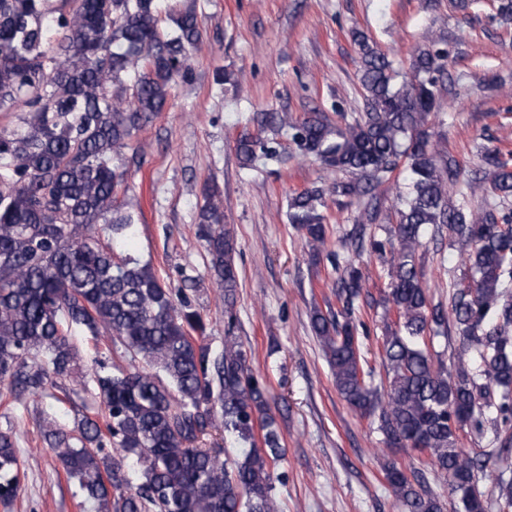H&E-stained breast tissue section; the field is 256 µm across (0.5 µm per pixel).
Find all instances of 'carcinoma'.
Returning a JSON list of instances; mask_svg holds the SVG:
<instances>
[{
	"mask_svg": "<svg viewBox=\"0 0 512 512\" xmlns=\"http://www.w3.org/2000/svg\"><path fill=\"white\" fill-rule=\"evenodd\" d=\"M180 2L0 0V112L16 118L0 127V386L14 402L41 398L87 363L93 415L71 428L46 415L40 428L73 495L97 512H279L281 444L266 387L234 332L239 249L219 187L204 189L196 235L224 298L222 347L205 342L185 289L125 251L137 223L128 150L189 79L201 41L196 5ZM354 42L363 111L340 123L318 111L296 121L263 112L252 117L256 132L236 139V154L246 167L277 160L286 133L299 156L344 174L288 200V223L316 256L327 240L326 194L341 206L406 171L386 237H351L389 278L382 304L395 320L385 323L384 380L374 383L356 321L365 275L337 253L328 259L340 308L313 305L311 331L336 390L372 419L386 450L418 451L448 483L445 502L424 471L385 460L404 512H512L511 478L499 476L490 499L480 490L482 459L494 451L459 446L462 433L512 439V215L453 199L464 190L511 197L512 162L484 148L482 176L462 180L460 162L434 140L448 55L433 37L406 71L366 35ZM442 225L464 254L448 310L431 304L416 261ZM449 323L460 346L435 363L427 334ZM104 335L127 364L78 343ZM226 435L243 446L231 464ZM24 478L16 433L0 431V503L18 497Z\"/></svg>",
	"mask_w": 512,
	"mask_h": 512,
	"instance_id": "1",
	"label": "carcinoma"
}]
</instances>
